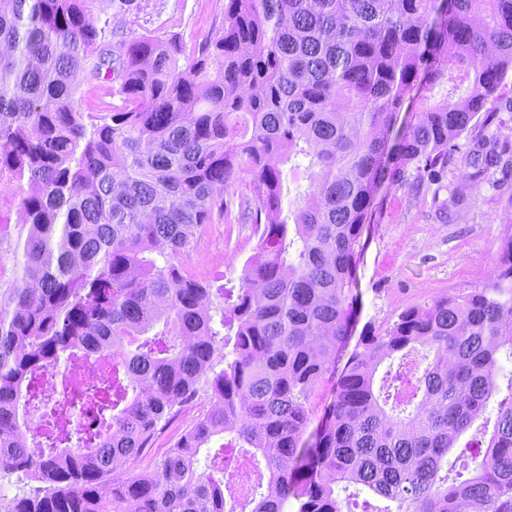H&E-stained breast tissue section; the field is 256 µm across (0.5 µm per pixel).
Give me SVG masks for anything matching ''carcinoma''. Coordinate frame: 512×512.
<instances>
[{
  "mask_svg": "<svg viewBox=\"0 0 512 512\" xmlns=\"http://www.w3.org/2000/svg\"><path fill=\"white\" fill-rule=\"evenodd\" d=\"M96 2L0 0V187L28 226L14 237L0 216V456L42 483L10 512H342L351 484L384 502L364 512H512V373L489 439L458 446L487 433L475 423L512 359V224L491 283L367 325L348 349L380 186L440 183L464 135L472 179L512 169L487 108L512 75V0H224L222 35L191 53L145 36L110 62ZM87 71L122 105L80 111ZM417 87L446 95L392 142ZM209 224L258 236L236 290L186 264ZM157 322L160 341H140ZM417 345L434 359L415 383L376 395L377 368ZM107 349L96 442L26 447L31 380ZM202 382L216 409L154 472L113 476ZM228 452L265 472L266 492L244 503L224 485ZM467 456L482 461L460 482Z\"/></svg>",
  "mask_w": 512,
  "mask_h": 512,
  "instance_id": "carcinoma-1",
  "label": "carcinoma"
}]
</instances>
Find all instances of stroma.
I'll list each match as a JSON object with an SVG mask.
<instances>
[{
    "label": "stroma",
    "mask_w": 512,
    "mask_h": 512,
    "mask_svg": "<svg viewBox=\"0 0 512 512\" xmlns=\"http://www.w3.org/2000/svg\"><path fill=\"white\" fill-rule=\"evenodd\" d=\"M108 42L147 36L179 37L186 47L218 36L224 0H134L120 9L99 0L93 9ZM463 155L449 163L441 190L383 186L377 193L372 232L360 266L362 309L355 332L393 323L409 305L442 294L468 292L494 276L503 224L512 222V189L495 174L474 182ZM258 239L248 224H213L193 243L206 279L238 286Z\"/></svg>",
    "instance_id": "1"
}]
</instances>
